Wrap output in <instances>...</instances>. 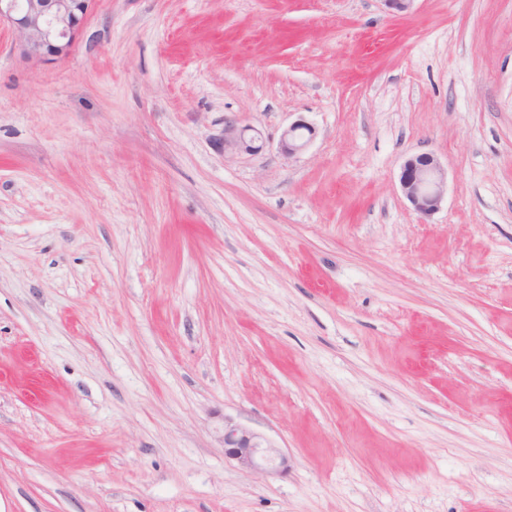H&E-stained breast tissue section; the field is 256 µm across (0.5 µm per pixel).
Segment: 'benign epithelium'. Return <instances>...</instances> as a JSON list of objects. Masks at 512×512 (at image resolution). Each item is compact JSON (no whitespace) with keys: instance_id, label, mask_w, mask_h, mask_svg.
<instances>
[{"instance_id":"obj_1","label":"benign epithelium","mask_w":512,"mask_h":512,"mask_svg":"<svg viewBox=\"0 0 512 512\" xmlns=\"http://www.w3.org/2000/svg\"><path fill=\"white\" fill-rule=\"evenodd\" d=\"M93 0H0V22L8 21L20 46L30 57L55 60L66 56L80 32ZM314 126L303 119L282 133L279 150L291 157L314 139ZM224 153H255L263 149L260 133L233 117L224 118ZM401 191L414 210L429 216L445 198V171L432 153L413 154L400 167ZM224 456L243 469L271 473L286 457L260 434L229 420L224 421Z\"/></svg>"}]
</instances>
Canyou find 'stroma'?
Returning a JSON list of instances; mask_svg holds the SVG:
<instances>
[{"label":"stroma","instance_id":"1","mask_svg":"<svg viewBox=\"0 0 512 512\" xmlns=\"http://www.w3.org/2000/svg\"><path fill=\"white\" fill-rule=\"evenodd\" d=\"M0 512H512V0H94L51 61L0 23ZM223 145L225 154L255 153L264 147L260 133L256 129L241 125L233 117L224 119ZM314 126L304 119H298L282 133L279 150L281 154L291 157L302 152L314 139ZM398 181L418 214L427 217L440 209L445 198V171L434 154L407 157L400 167ZM224 456L243 469L271 473L286 457L260 434L232 421H224Z\"/></svg>","mask_w":512,"mask_h":512}]
</instances>
